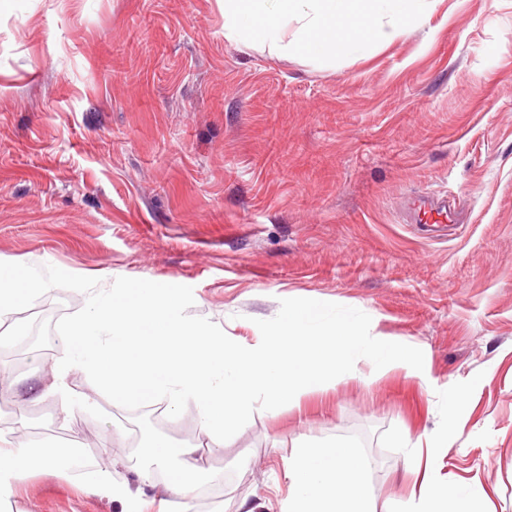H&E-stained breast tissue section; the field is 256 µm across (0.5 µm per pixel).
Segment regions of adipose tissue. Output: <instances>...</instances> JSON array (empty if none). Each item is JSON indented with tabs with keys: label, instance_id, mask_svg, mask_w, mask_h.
Wrapping results in <instances>:
<instances>
[{
	"label": "adipose tissue",
	"instance_id": "1",
	"mask_svg": "<svg viewBox=\"0 0 512 512\" xmlns=\"http://www.w3.org/2000/svg\"><path fill=\"white\" fill-rule=\"evenodd\" d=\"M429 0H224V25L246 41L285 55L308 50L315 57L329 54H363L376 45L394 42L403 30L422 18ZM434 434L411 442L405 465L421 474L418 492L404 512H473L460 484L432 478L425 472L422 449L434 446ZM146 465L139 471L141 487L154 489L159 512H193L191 488L198 474L191 462L192 449L171 459L161 440H153ZM177 463L188 475L187 483L157 486L154 473ZM88 480V492L121 502L123 512H142V500L127 485L112 479V461L98 458ZM75 459L51 453L34 455L27 448L0 442V499L30 476L33 470L72 471ZM365 465L356 451L337 444L300 448L286 462L290 482L284 512H370L371 489Z\"/></svg>",
	"mask_w": 512,
	"mask_h": 512
}]
</instances>
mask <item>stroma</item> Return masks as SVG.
<instances>
[{
    "instance_id": "stroma-1",
    "label": "stroma",
    "mask_w": 512,
    "mask_h": 512,
    "mask_svg": "<svg viewBox=\"0 0 512 512\" xmlns=\"http://www.w3.org/2000/svg\"><path fill=\"white\" fill-rule=\"evenodd\" d=\"M422 196L455 203L435 235ZM0 261L192 287L191 315L235 342L283 298L358 308L421 349L400 366L255 412L218 445L195 404L107 420L63 415L45 387L63 347L0 349V440L112 458L137 487L151 437L203 444L196 512H282L285 460L344 443L375 512L418 478L406 444L435 431V470L475 512H512V0H431L364 55L277 56L224 33L221 0H0ZM86 294L54 289L0 317L56 321ZM455 427H448V419ZM0 512H121L77 473L34 470Z\"/></svg>"
}]
</instances>
